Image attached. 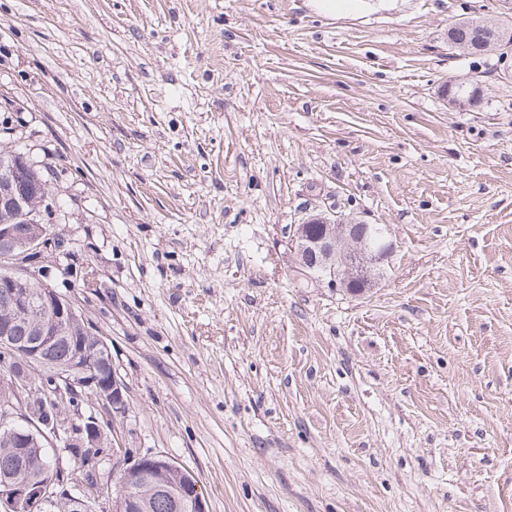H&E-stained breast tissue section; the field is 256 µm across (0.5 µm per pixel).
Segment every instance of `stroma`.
Returning a JSON list of instances; mask_svg holds the SVG:
<instances>
[{"instance_id":"stroma-1","label":"stroma","mask_w":512,"mask_h":512,"mask_svg":"<svg viewBox=\"0 0 512 512\" xmlns=\"http://www.w3.org/2000/svg\"><path fill=\"white\" fill-rule=\"evenodd\" d=\"M357 2L0 0V147L67 249L27 268L126 387L100 477L161 454L209 512H512V55L448 47L499 0ZM318 213L387 225L363 295L297 276ZM473 20H476L475 18H463L458 19L455 21L449 28H448V44L452 49L459 52L460 54H478L482 51L478 49V43L482 39L483 35L477 31L474 33L473 37L470 39L469 32L465 29V25ZM454 30L456 33L457 41L455 42L452 38L449 36V31Z\"/></svg>"}]
</instances>
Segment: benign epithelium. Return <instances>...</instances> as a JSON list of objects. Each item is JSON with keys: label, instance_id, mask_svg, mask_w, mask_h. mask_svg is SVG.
Returning <instances> with one entry per match:
<instances>
[{"label": "benign epithelium", "instance_id": "obj_1", "mask_svg": "<svg viewBox=\"0 0 512 512\" xmlns=\"http://www.w3.org/2000/svg\"><path fill=\"white\" fill-rule=\"evenodd\" d=\"M35 164L24 154L15 152L0 163V208L17 211L25 220L27 233L16 236L15 225L0 224V242L13 243L10 252L0 257V267L6 273L0 276V288L13 294L12 308L0 314V359L10 361L24 357L19 373L0 377V393L8 403H0V433L5 445L20 451L24 448L55 447L61 441L58 424L48 411L47 401L62 394L91 392L96 406L112 411L125 406L124 383L112 367V351L106 339L89 325L81 328L82 335L72 336L74 324L83 320L74 303L44 284L38 293L32 277L25 271L23 258L28 254L50 252L65 254L55 245V236L46 224L44 211L26 209L29 197L48 198V184L33 175ZM320 225V232H311V225ZM384 235L376 224H361L341 218L332 219L319 214L296 225L288 245L295 254L297 273L310 283L344 288L358 295L373 286L377 266L392 254L387 241L374 248L371 241ZM32 325L33 336L19 345L13 333L20 322ZM68 336L74 356L57 367L54 388L37 390L35 379L42 376L45 353L61 338ZM79 433L86 435L83 447L104 445V432L97 418H82ZM57 477L34 483L24 480L0 484V512H86L87 491L99 483H77L74 490L57 491ZM119 492L113 500V512H147L149 501L157 495L172 499L177 512H208L199 481L184 471V466L164 456L153 455L124 471L118 484Z\"/></svg>", "mask_w": 512, "mask_h": 512}]
</instances>
